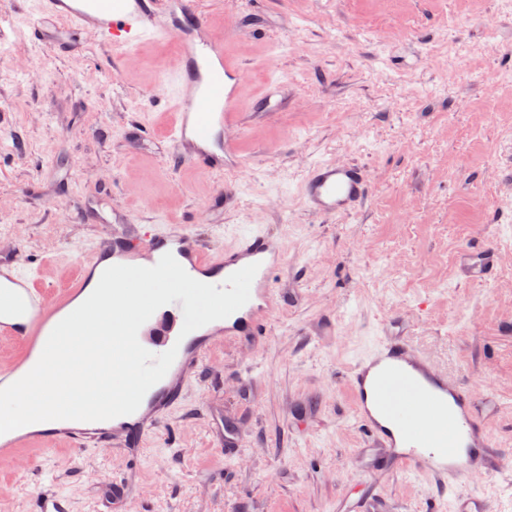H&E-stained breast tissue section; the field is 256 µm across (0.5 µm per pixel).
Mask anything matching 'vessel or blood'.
I'll return each instance as SVG.
<instances>
[{
    "label": "vessel or blood",
    "mask_w": 512,
    "mask_h": 512,
    "mask_svg": "<svg viewBox=\"0 0 512 512\" xmlns=\"http://www.w3.org/2000/svg\"><path fill=\"white\" fill-rule=\"evenodd\" d=\"M41 2L32 32L43 44L61 52L68 44L57 38L55 25L59 22L72 32H93L100 41L123 52L157 37L177 36L183 51L173 72L175 112L170 137L187 145V161L199 170H239L231 131L237 126L245 72L225 55L223 39L210 34L196 0H177V13L165 22L157 18L158 0ZM370 190L367 170L352 162L314 163L301 184L307 208L327 217L357 211ZM187 239L179 226L137 237L113 232L98 240L86 264L96 266L106 254L122 259ZM187 257L192 274L203 268H220L229 275L257 264L250 299L225 318L224 337L260 342L280 302L276 274L284 251L278 239L259 231L243 236L213 258H205L196 248L188 250ZM495 262V251H472L463 272L469 280L481 282L490 277ZM83 287L79 279L73 287L48 295L20 269L12 254L0 253V336L20 345L14 365L0 369V388L16 381V366L27 360L31 349L44 347L51 319L65 310L74 292ZM206 350L197 336L181 342L167 374L146 393L142 409L133 414L116 421H47L42 429L68 434L79 449L114 440L141 452L160 432L168 410L181 400ZM349 384L356 419L367 430L369 444L388 451L389 469L427 475L452 493L471 468L473 450L490 445L474 392L450 382L400 335L383 333L352 367ZM35 512H73V506L68 497L49 492L38 497Z\"/></svg>",
    "instance_id": "1"
}]
</instances>
